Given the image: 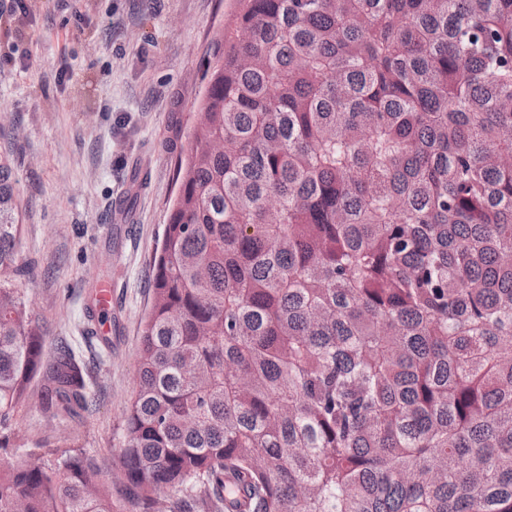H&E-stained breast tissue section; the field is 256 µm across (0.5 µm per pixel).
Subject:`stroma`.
Here are the masks:
<instances>
[{
    "label": "stroma",
    "instance_id": "35a3bbf8",
    "mask_svg": "<svg viewBox=\"0 0 512 512\" xmlns=\"http://www.w3.org/2000/svg\"><path fill=\"white\" fill-rule=\"evenodd\" d=\"M233 8L234 0H0V154L14 159L20 180L29 270L20 286L49 340L68 338L90 361L96 400L72 431L30 397L0 432V459L29 453L52 465L71 449L116 480L151 261L207 49ZM137 166L147 180L131 202ZM104 287L108 351L83 332L87 292Z\"/></svg>",
    "mask_w": 512,
    "mask_h": 512
}]
</instances>
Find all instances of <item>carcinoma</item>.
Returning a JSON list of instances; mask_svg holds the SVG:
<instances>
[{
  "label": "carcinoma",
  "mask_w": 512,
  "mask_h": 512,
  "mask_svg": "<svg viewBox=\"0 0 512 512\" xmlns=\"http://www.w3.org/2000/svg\"><path fill=\"white\" fill-rule=\"evenodd\" d=\"M152 261L118 483L0 462V512H512V0H237ZM0 429L91 366L17 280Z\"/></svg>",
  "instance_id": "cac0c4a2"
}]
</instances>
